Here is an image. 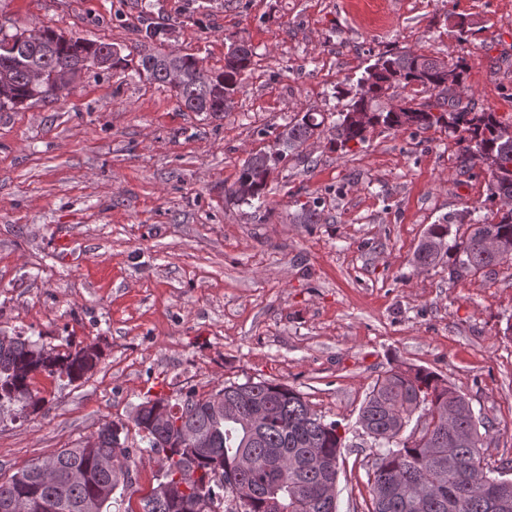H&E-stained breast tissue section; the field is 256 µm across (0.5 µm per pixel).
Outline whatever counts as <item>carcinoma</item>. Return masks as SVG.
<instances>
[{
	"instance_id": "1",
	"label": "carcinoma",
	"mask_w": 512,
	"mask_h": 512,
	"mask_svg": "<svg viewBox=\"0 0 512 512\" xmlns=\"http://www.w3.org/2000/svg\"><path fill=\"white\" fill-rule=\"evenodd\" d=\"M167 26L149 23L134 44L119 47L82 37H64L50 27L0 37V75L8 79L0 93V110L18 109L32 100L54 101L56 78L74 65L81 69L128 66L138 56L135 72L150 83L170 85L165 55L142 53L145 41H159ZM128 54H122V51ZM255 52L241 42L229 46L224 68L212 71L194 55L177 58L182 82L173 87L189 112L224 117V102L237 92L254 65ZM468 65L450 58L448 65L405 49L386 50L365 70L329 131L334 149L363 144L368 130L347 121L351 112L372 114V126L424 132L444 128L456 137L460 166L488 176L486 201L491 216L475 207L459 219L428 226L414 253L415 266L434 268L454 257L451 275L460 277L500 263H512V138L491 109L477 110L450 102L448 94L465 89ZM426 95L425 101L404 98V107L380 105L385 84ZM316 113L299 112L286 125L288 136L245 160L237 180L225 193L247 205L264 202L269 175L287 155L324 134ZM467 225L468 234L448 243L452 227ZM493 236L509 249L491 255L482 241ZM101 354L78 346L63 351L20 335H0V410L14 408V418L40 411L47 399L35 387L38 375L67 377L75 382L99 364ZM224 396V413L211 400ZM266 412L254 431L250 415ZM137 429L142 448L126 446L130 428ZM357 427L371 439L374 469L369 474V512H512V479H501L487 466L492 483L466 473L467 463L484 453V435L492 426L475 418L466 395L423 368H391L381 375L360 407ZM197 441L191 448L180 435ZM349 428L326 421L302 394L275 381L246 379L205 396L187 394L175 401L159 396L137 406L131 423L106 421L83 445L37 459L9 479L0 480V512H133L124 506L132 487L131 464L146 456L159 464L156 485L140 499L141 512H336L339 459ZM115 456L112 466L100 458ZM499 503L509 505L504 511Z\"/></svg>"
}]
</instances>
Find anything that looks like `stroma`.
Instances as JSON below:
<instances>
[{
    "label": "stroma",
    "instance_id": "35a3bbf8",
    "mask_svg": "<svg viewBox=\"0 0 512 512\" xmlns=\"http://www.w3.org/2000/svg\"><path fill=\"white\" fill-rule=\"evenodd\" d=\"M147 17L205 68L239 41L255 65L221 119L130 67L0 110V332L101 352L89 379L37 376L41 412L0 415V475L129 421L146 398L249 377L352 424L377 377L408 366L467 396L492 424L488 461L512 472V265L453 279L447 262L414 264L428 225L487 196L447 130L377 127L343 151L323 139L279 165L263 207L224 194L296 113L336 120L335 87L386 48L465 58L461 104L512 124V0H0L8 34L48 25L122 46ZM312 196L320 221L299 223ZM351 442L337 512H368L373 451Z\"/></svg>",
    "mask_w": 512,
    "mask_h": 512
}]
</instances>
